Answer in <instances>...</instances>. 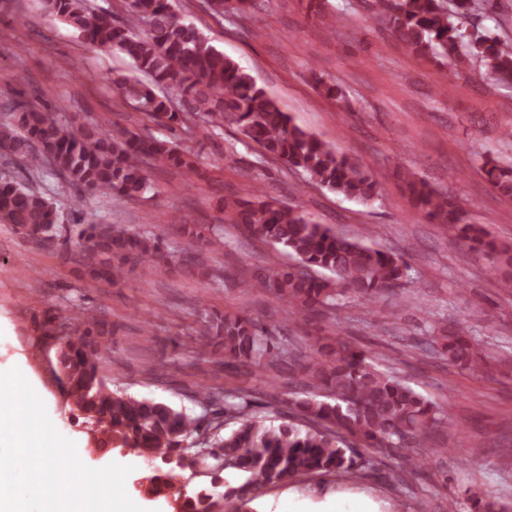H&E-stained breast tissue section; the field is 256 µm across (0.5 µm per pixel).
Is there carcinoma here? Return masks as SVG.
Here are the masks:
<instances>
[{"label":"carcinoma","mask_w":512,"mask_h":512,"mask_svg":"<svg viewBox=\"0 0 512 512\" xmlns=\"http://www.w3.org/2000/svg\"><path fill=\"white\" fill-rule=\"evenodd\" d=\"M376 2L371 18L416 58L461 68L478 57L489 80L512 85V43L472 23L483 9L477 0ZM43 9L91 46L130 59L147 81L118 77L111 83L125 101L139 105L156 122L190 134L199 120L214 130L234 126L262 157L304 172L333 193L362 203L377 197V182L363 164L294 124L249 72L178 15L171 0H129L122 22L89 7L87 0H43ZM0 150L30 168L51 165L67 178L78 200L114 194L136 198L148 187L145 171L150 165L188 173L198 168V155L173 138L148 140L118 124L111 129L75 126L25 99L15 104L12 120L0 125ZM483 171L499 198L511 202L512 163L487 155ZM403 182L414 215L455 229L470 249L493 260L501 286L512 288V247L498 245L482 225L468 221L451 196L424 179L410 174ZM224 210L230 223L249 236L280 245L294 257L292 265L264 269L252 284L287 304L294 322L333 311L341 297L368 306L399 287L405 276L404 254L343 236L261 187L249 196L225 200ZM0 220L38 244L59 239L64 253L111 286L122 281L128 265L161 269L171 262L158 235L120 224L83 227L78 210L62 217L51 199L23 180L0 183ZM174 223L190 241L224 247L222 224H186L179 218ZM181 266L211 276L198 253H184ZM68 321L69 331L62 336L66 390L98 443L160 459L161 466L145 479L167 487L174 486L181 472L213 461L212 485L224 491L217 499L205 490L188 497L190 512H216L228 503L242 508L260 489L305 475L350 473L355 450L346 438L365 449L404 450L450 418L449 408L378 369L365 349L339 333L314 337L309 357L290 358L259 319L205 313L192 337L198 354L221 355L226 364L255 371L286 361L301 373L306 393L292 402L300 415L298 425H267L246 416L250 403L226 400L224 414L239 415L240 425L220 435L202 417L112 389L99 372L102 345L97 342L112 335V327L88 309L76 311ZM438 340L448 362L464 367L477 363L476 342L466 326L444 327Z\"/></svg>","instance_id":"obj_1"}]
</instances>
